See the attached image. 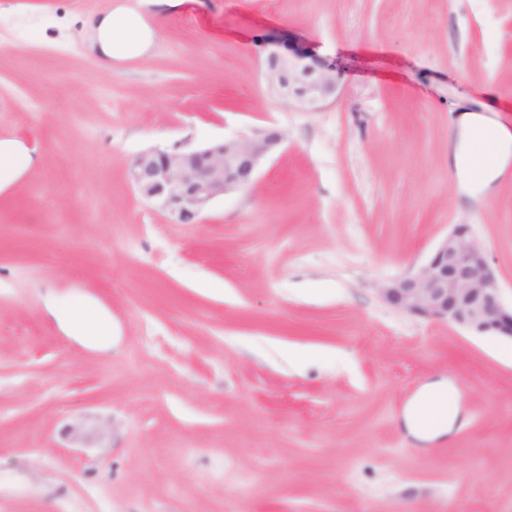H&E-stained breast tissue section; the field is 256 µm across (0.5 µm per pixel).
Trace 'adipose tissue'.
Listing matches in <instances>:
<instances>
[{
  "instance_id": "ef3b65f1",
  "label": "adipose tissue",
  "mask_w": 512,
  "mask_h": 512,
  "mask_svg": "<svg viewBox=\"0 0 512 512\" xmlns=\"http://www.w3.org/2000/svg\"><path fill=\"white\" fill-rule=\"evenodd\" d=\"M100 53L108 60L140 58L150 51L154 30L139 16L119 7L91 24ZM460 139L452 161L464 193L479 196L512 162V131L490 116L466 111L458 120ZM458 389L440 380L422 386L403 413V424L414 447L423 448L463 426Z\"/></svg>"
}]
</instances>
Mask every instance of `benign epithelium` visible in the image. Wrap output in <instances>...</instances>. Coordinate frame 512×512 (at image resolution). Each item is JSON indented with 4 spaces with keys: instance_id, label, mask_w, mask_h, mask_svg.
<instances>
[{
    "instance_id": "obj_1",
    "label": "benign epithelium",
    "mask_w": 512,
    "mask_h": 512,
    "mask_svg": "<svg viewBox=\"0 0 512 512\" xmlns=\"http://www.w3.org/2000/svg\"><path fill=\"white\" fill-rule=\"evenodd\" d=\"M270 91L304 112H318L336 97V64L307 53L272 50L265 60ZM284 143L267 128L205 147L148 150L129 164L138 195L176 224H193L217 197L246 187L260 165ZM387 304L413 315L445 320L476 336L512 340V304L470 225L457 224L415 271L380 283Z\"/></svg>"
}]
</instances>
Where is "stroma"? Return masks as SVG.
Instances as JSON below:
<instances>
[{
    "label": "stroma",
    "instance_id": "35a3bbf8",
    "mask_svg": "<svg viewBox=\"0 0 512 512\" xmlns=\"http://www.w3.org/2000/svg\"><path fill=\"white\" fill-rule=\"evenodd\" d=\"M120 6L157 38L107 70L83 33ZM277 42L335 102L269 91ZM465 111L512 130V0H0V143L32 158L0 181V512H512V341L377 291L467 224L512 300V164L460 193ZM269 126L196 223L129 180ZM439 378L468 421L422 452L397 419ZM265 77L276 97L304 112H318L336 98V64L307 53L270 51L265 60Z\"/></svg>",
    "mask_w": 512,
    "mask_h": 512
}]
</instances>
